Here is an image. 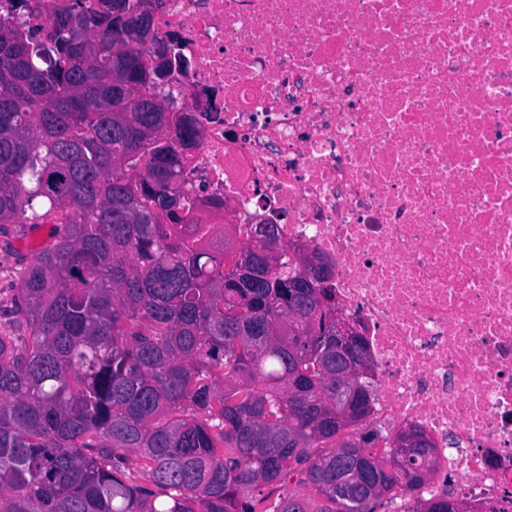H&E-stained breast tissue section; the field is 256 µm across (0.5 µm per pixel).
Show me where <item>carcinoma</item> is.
<instances>
[{
  "mask_svg": "<svg viewBox=\"0 0 512 512\" xmlns=\"http://www.w3.org/2000/svg\"><path fill=\"white\" fill-rule=\"evenodd\" d=\"M146 0H34L0 13V224L57 213L0 333V512H390L435 469L372 405L336 422V307L275 224H205L179 186L196 126L162 112ZM382 446H369L374 439ZM379 471L336 496V468ZM322 500L286 491L293 478ZM278 485L268 503L262 487ZM449 495L413 512H448Z\"/></svg>",
  "mask_w": 512,
  "mask_h": 512,
  "instance_id": "cac0c4a2",
  "label": "carcinoma"
}]
</instances>
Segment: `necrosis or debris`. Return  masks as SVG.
Returning <instances> with one entry per match:
<instances>
[{"label": "necrosis or debris", "mask_w": 512, "mask_h": 512, "mask_svg": "<svg viewBox=\"0 0 512 512\" xmlns=\"http://www.w3.org/2000/svg\"><path fill=\"white\" fill-rule=\"evenodd\" d=\"M201 136L180 186L333 265L374 426L437 449L429 495L512 512V0H166Z\"/></svg>", "instance_id": "obj_1"}]
</instances>
